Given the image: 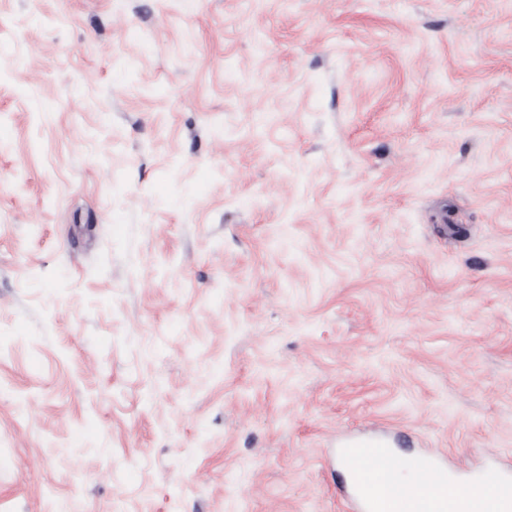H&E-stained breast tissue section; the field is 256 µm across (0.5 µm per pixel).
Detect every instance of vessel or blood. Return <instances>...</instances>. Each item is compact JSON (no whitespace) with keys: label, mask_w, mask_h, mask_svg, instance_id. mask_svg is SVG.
I'll use <instances>...</instances> for the list:
<instances>
[{"label":"vessel or blood","mask_w":512,"mask_h":512,"mask_svg":"<svg viewBox=\"0 0 512 512\" xmlns=\"http://www.w3.org/2000/svg\"><path fill=\"white\" fill-rule=\"evenodd\" d=\"M353 446L348 474L359 512H392L430 492L437 512H456L462 489L434 458L398 453L380 438H361ZM485 479L496 488L497 512H512V478L490 472Z\"/></svg>","instance_id":"1"}]
</instances>
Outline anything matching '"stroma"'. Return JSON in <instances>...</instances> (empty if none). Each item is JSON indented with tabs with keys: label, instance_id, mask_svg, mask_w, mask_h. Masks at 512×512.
<instances>
[{
	"label": "stroma",
	"instance_id": "1",
	"mask_svg": "<svg viewBox=\"0 0 512 512\" xmlns=\"http://www.w3.org/2000/svg\"><path fill=\"white\" fill-rule=\"evenodd\" d=\"M379 432L512 469V0H0V512H347Z\"/></svg>",
	"mask_w": 512,
	"mask_h": 512
}]
</instances>
